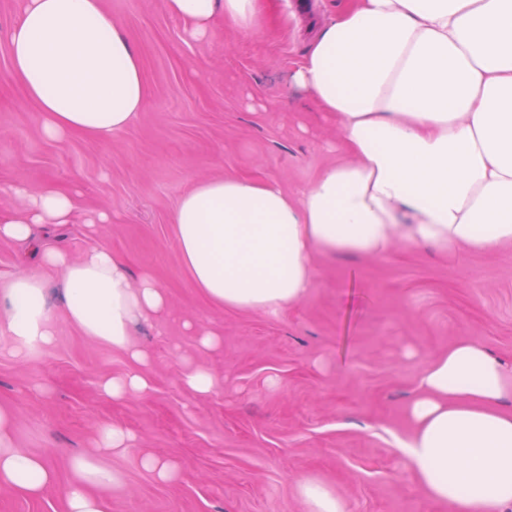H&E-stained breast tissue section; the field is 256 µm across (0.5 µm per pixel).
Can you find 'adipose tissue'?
I'll return each instance as SVG.
<instances>
[{
  "label": "adipose tissue",
  "mask_w": 512,
  "mask_h": 512,
  "mask_svg": "<svg viewBox=\"0 0 512 512\" xmlns=\"http://www.w3.org/2000/svg\"><path fill=\"white\" fill-rule=\"evenodd\" d=\"M189 38L216 20L257 31L267 0H163ZM7 51L10 74L39 112L43 137L106 141L143 111L140 56L103 0H22ZM318 112L335 124L347 161L324 168L296 194L277 179L239 175L197 183L172 211L180 260L211 303L277 315L313 286L314 258L378 260L397 246L491 253L512 243V0H345L293 70ZM12 191L0 239L26 242L37 228L82 216L91 234L111 223L81 213L79 195L47 184ZM38 270L0 279V351L25 363L49 352L61 324L124 351L123 374L98 382L112 401L149 394L147 352L133 325L165 321L167 294L150 272L131 277L105 245L72 257L46 248ZM60 276L63 317L44 299L42 272ZM512 364L461 338L417 377L412 430L395 449L431 500L449 512H512ZM0 407V486L40 499L57 484L50 461L18 447ZM129 431L107 426L95 453L73 457L66 512H107L97 487L116 481L96 452L127 453ZM308 512H350L327 484L302 479Z\"/></svg>",
  "instance_id": "1"
}]
</instances>
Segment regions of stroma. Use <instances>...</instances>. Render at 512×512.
<instances>
[{"label":"stroma","mask_w":512,"mask_h":512,"mask_svg":"<svg viewBox=\"0 0 512 512\" xmlns=\"http://www.w3.org/2000/svg\"><path fill=\"white\" fill-rule=\"evenodd\" d=\"M292 0H270L262 30L216 22L189 39L162 0H105L140 53L147 98L138 120L111 140L37 131L35 105L10 75L6 40L21 0H0V212L19 181L77 188L85 208L108 209L97 238L80 224L40 230V242L80 254L112 247L132 275L149 271L173 317L140 324L153 391L120 402L98 380L128 368L125 355L63 325L57 345L28 363L0 352V405L18 447L47 457L59 486L41 499L0 487V512H63L71 456L96 431L122 427L136 448L97 455L121 485L100 488L107 512H307L296 482L314 476L348 498L351 512H448L429 500L394 449L410 433L407 403L421 368L460 338L512 360V246L492 254L396 249L389 257L320 258L305 300L277 316L209 303L183 267L169 216L198 181L227 174L274 177L288 191L341 160L335 127L290 73L311 36ZM215 332L198 350L183 321ZM218 380L206 398L180 383L185 360ZM166 457L180 477L161 483L145 456Z\"/></svg>","instance_id":"obj_1"}]
</instances>
